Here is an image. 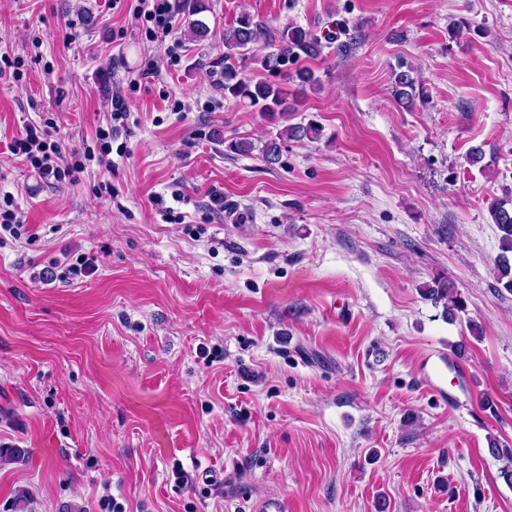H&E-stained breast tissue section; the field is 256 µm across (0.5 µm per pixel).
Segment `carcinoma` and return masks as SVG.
I'll use <instances>...</instances> for the list:
<instances>
[{"instance_id": "1", "label": "carcinoma", "mask_w": 512, "mask_h": 512, "mask_svg": "<svg viewBox=\"0 0 512 512\" xmlns=\"http://www.w3.org/2000/svg\"><path fill=\"white\" fill-rule=\"evenodd\" d=\"M223 41L224 81L219 89L224 98L260 107L262 114L272 122L286 118L290 110L288 102L277 83L246 75L245 70L249 65L259 64L263 70L282 75L301 87H314L319 82L312 69L300 65L302 60L316 59L323 52L321 39L310 28L291 24L275 28L264 20L242 14L224 28ZM416 91L413 69L408 67L392 72V94L398 102L412 106ZM318 132L319 129L312 124L287 127L277 138L265 143V161L273 164L279 159L281 141L310 139ZM489 213L500 232L499 248L502 255L497 264L496 281L512 292V263L507 257L512 253V197L493 203ZM422 294L436 303H444L450 316L462 309L463 302L451 281H439L423 289Z\"/></svg>"}]
</instances>
